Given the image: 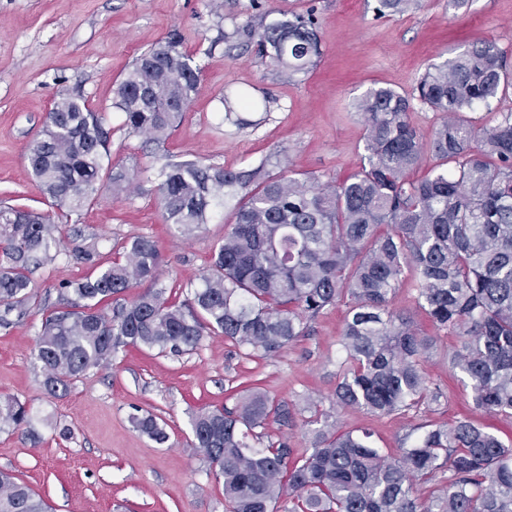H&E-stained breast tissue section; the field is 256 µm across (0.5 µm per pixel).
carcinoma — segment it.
Wrapping results in <instances>:
<instances>
[{"label":"carcinoma","instance_id":"1","mask_svg":"<svg viewBox=\"0 0 512 512\" xmlns=\"http://www.w3.org/2000/svg\"><path fill=\"white\" fill-rule=\"evenodd\" d=\"M412 0H377L380 14L401 13ZM235 34L291 74L306 73L321 54L313 12H288L270 22L252 14ZM201 68L171 38L141 54L118 83L112 107L123 127L162 144L195 95ZM419 100L440 120L424 139L411 123V99L391 88L355 103L365 124L360 169L322 184L307 173L274 176L267 162L223 170L193 161L167 163L157 190L165 221L184 234L208 221L212 202H233L224 243L209 269L174 300L161 283L160 254L139 236L106 267L92 246L69 252L91 275L57 289L42 315L35 345L47 394L61 397L86 372L108 366L128 347L182 354L218 335L234 351L268 358L305 335L307 321L346 303L338 345L335 404L375 417L427 414L446 397L427 380L423 361L438 337L416 328L393 306L405 271L416 304L437 330L457 338L448 367L470 385L478 409L512 416V112L475 127L465 112L493 111L512 92V62L493 44L434 65L417 85ZM110 131L80 93L62 92L31 143L33 175L71 214L91 202L102 172L112 189L132 181L112 171ZM428 151L435 160L420 182L408 172ZM61 225L33 210L0 206V325L23 305L32 269L53 259ZM142 282L152 287L128 301ZM302 419L310 447L300 451L285 429ZM281 431H268L269 422ZM132 422L158 444L169 440L151 415ZM33 414L0 398V430L27 433ZM196 449L223 478L225 512H512V444L467 418L427 419L395 455L372 445V433L341 429L307 397V406L278 401L259 387L235 408L191 414ZM432 489L425 497L417 484ZM0 512H52L27 485L0 472Z\"/></svg>","mask_w":512,"mask_h":512}]
</instances>
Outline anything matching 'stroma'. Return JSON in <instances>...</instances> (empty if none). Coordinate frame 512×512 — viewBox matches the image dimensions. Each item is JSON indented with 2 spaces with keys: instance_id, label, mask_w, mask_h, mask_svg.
Listing matches in <instances>:
<instances>
[{
  "instance_id": "1",
  "label": "stroma",
  "mask_w": 512,
  "mask_h": 512,
  "mask_svg": "<svg viewBox=\"0 0 512 512\" xmlns=\"http://www.w3.org/2000/svg\"><path fill=\"white\" fill-rule=\"evenodd\" d=\"M373 6L374 0H0V203L57 214L26 156L64 90L81 92L102 113L112 130V162L136 185L116 194L102 179L80 213L61 218V251L34 271L26 315L0 326V396L27 402L34 416L33 433L0 431V469L22 478L54 512H224L222 479L189 446L190 414L233 407L237 392L252 385L291 403L320 400L343 429L372 428L386 453L398 452L418 424L410 414L373 421L333 407L337 340L347 317L342 304L277 356L242 359L220 336L182 355L129 348L109 367L76 379L63 397L45 393L34 356L42 310L56 304L59 284L92 272L67 257L74 237L94 245L103 266L132 238L150 237L170 288L205 271L224 241L227 210L213 204L208 223L188 237L166 224L157 193L165 163L191 159L237 170L283 153L290 170L340 181L363 162L365 126L355 102L368 89L412 94L430 65L485 42L512 59V0H468L459 9L450 0H418L405 13L381 16ZM259 9L274 19L314 11L322 53L307 73L288 75L230 40ZM171 36L201 68V81L169 139L149 144L125 130L112 106L114 89L139 55ZM238 92L267 100V111L225 114L223 96ZM455 343L440 335L424 363L429 380L447 384L432 421L466 417L511 443L512 417L475 409L469 388L450 378L445 354ZM137 412L164 419L169 441L159 445L137 431L130 422ZM65 427L71 434L64 439Z\"/></svg>"
}]
</instances>
